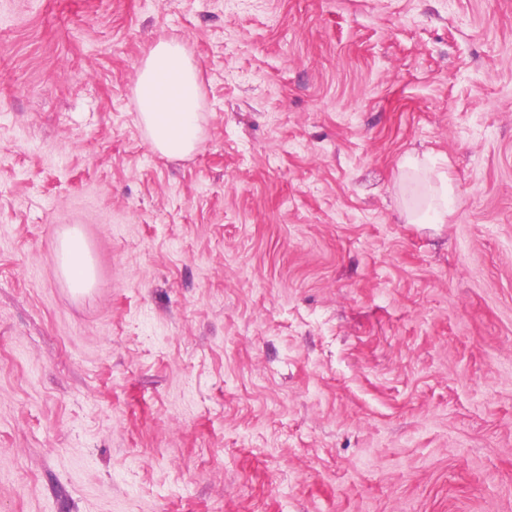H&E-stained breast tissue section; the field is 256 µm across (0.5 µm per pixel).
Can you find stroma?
Wrapping results in <instances>:
<instances>
[{
	"label": "stroma",
	"instance_id": "1",
	"mask_svg": "<svg viewBox=\"0 0 512 512\" xmlns=\"http://www.w3.org/2000/svg\"><path fill=\"white\" fill-rule=\"evenodd\" d=\"M0 512H512V0H0ZM135 94L153 151L179 158L195 150L202 138L199 75L179 41L154 45L136 72ZM62 271L72 288L83 290L92 283L89 256L76 233H71L61 245Z\"/></svg>",
	"mask_w": 512,
	"mask_h": 512
}]
</instances>
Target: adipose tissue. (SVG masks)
I'll return each instance as SVG.
<instances>
[{
  "label": "adipose tissue",
  "mask_w": 512,
  "mask_h": 512,
  "mask_svg": "<svg viewBox=\"0 0 512 512\" xmlns=\"http://www.w3.org/2000/svg\"><path fill=\"white\" fill-rule=\"evenodd\" d=\"M135 94L139 122L153 151L179 158L192 153L202 138L199 123V75L182 44L158 41L137 70ZM62 271L72 288L90 287L89 256L77 234L62 242Z\"/></svg>",
  "instance_id": "1"
}]
</instances>
